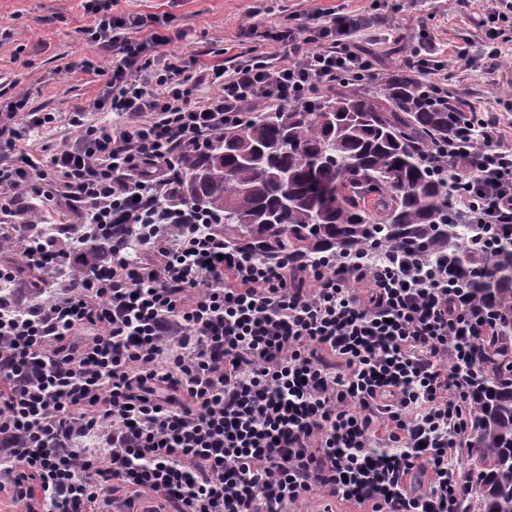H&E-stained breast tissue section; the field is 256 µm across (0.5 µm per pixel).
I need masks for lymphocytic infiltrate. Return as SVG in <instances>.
Instances as JSON below:
<instances>
[{
  "instance_id": "lymphocytic-infiltrate-1",
  "label": "lymphocytic infiltrate",
  "mask_w": 512,
  "mask_h": 512,
  "mask_svg": "<svg viewBox=\"0 0 512 512\" xmlns=\"http://www.w3.org/2000/svg\"><path fill=\"white\" fill-rule=\"evenodd\" d=\"M86 0L84 32L104 76L73 140L30 146L51 112L27 91L0 103V223L24 195L64 198L82 236H104L110 264L45 303L0 294V495L25 512H92L115 487L174 512H292L309 497L371 512H462L469 474L450 461L474 399L466 353L484 324L464 283L426 256L310 267L312 287L224 248L216 217L175 200L179 159L204 151L255 106L305 104L377 76L346 40L358 15L317 10L271 32L233 67L163 52L170 16ZM206 96H199L202 86ZM116 121L92 122L89 111ZM480 145L438 148L453 217L512 224V143L499 118ZM130 225L150 261L105 228ZM71 246L36 239L27 265L53 281ZM370 285L367 299L350 283Z\"/></svg>"
}]
</instances>
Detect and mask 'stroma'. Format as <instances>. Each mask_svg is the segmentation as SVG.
<instances>
[{
    "instance_id": "stroma-1",
    "label": "stroma",
    "mask_w": 512,
    "mask_h": 512,
    "mask_svg": "<svg viewBox=\"0 0 512 512\" xmlns=\"http://www.w3.org/2000/svg\"><path fill=\"white\" fill-rule=\"evenodd\" d=\"M254 0H119L120 13H170L173 30L182 38L167 44L170 52L205 55L226 49L228 57L261 54V43L244 38L241 25ZM84 0H0V89L26 90L35 109L57 115L50 131L31 134L34 145L73 138L69 118L99 93L102 81L93 72L78 71L61 79L58 68L67 62L98 55L83 32L87 24ZM360 14L364 21L351 30L352 46L376 53L383 69L401 64V46L411 40L436 44L441 54L467 48L475 64L447 68L457 103L478 112L497 107L504 127H512V41H501L495 64L484 60L487 31L501 28L499 0H272L261 18L263 26L279 29L317 9ZM99 512H172L147 492L118 488L97 504Z\"/></svg>"
}]
</instances>
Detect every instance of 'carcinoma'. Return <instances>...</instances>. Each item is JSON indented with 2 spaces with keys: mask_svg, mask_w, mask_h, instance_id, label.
<instances>
[{
  "mask_svg": "<svg viewBox=\"0 0 512 512\" xmlns=\"http://www.w3.org/2000/svg\"><path fill=\"white\" fill-rule=\"evenodd\" d=\"M460 137L451 99L440 100L408 68L343 88L304 105L256 112L180 162L177 196L223 218L231 251L246 250L288 271L323 258L384 257L398 250L448 261L490 328L470 353L476 394L471 416L478 512H512V225L449 219L447 161L429 150ZM30 210L5 224L14 247L41 237ZM131 256L140 244L112 225ZM107 253L89 240L66 272L83 275Z\"/></svg>",
  "mask_w": 512,
  "mask_h": 512,
  "instance_id": "obj_1",
  "label": "carcinoma"
}]
</instances>
